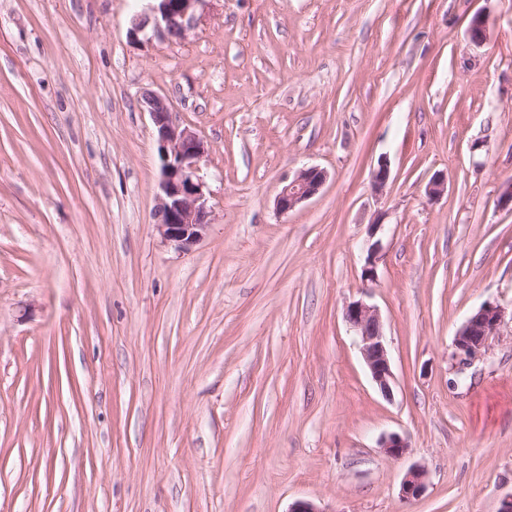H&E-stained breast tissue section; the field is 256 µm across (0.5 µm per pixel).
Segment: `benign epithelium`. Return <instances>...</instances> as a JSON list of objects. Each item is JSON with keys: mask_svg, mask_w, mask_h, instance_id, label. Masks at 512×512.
I'll return each mask as SVG.
<instances>
[{"mask_svg": "<svg viewBox=\"0 0 512 512\" xmlns=\"http://www.w3.org/2000/svg\"><path fill=\"white\" fill-rule=\"evenodd\" d=\"M208 0H150L149 7L133 15L128 30L133 42L147 35L159 41L184 37L194 29ZM488 20L475 15L469 25V38L475 44L487 39ZM142 103L156 131L157 151L161 159L160 194L156 228L161 238L181 251L189 250L201 240L209 226L206 185L200 175L199 163L206 147L191 129L173 120L169 100L151 91L142 93ZM326 182V172L316 166L300 170L284 185L277 197L280 213L294 210L314 197ZM506 309L487 302L475 311L460 327L453 340L452 360L457 370L471 366L482 356L490 337L500 333ZM344 318L358 339L360 351L372 380L383 397H392L394 373L383 323L378 310L362 301L348 304ZM380 447L392 459H401L409 451L406 437L389 433L381 437ZM428 473L424 466L413 465L401 486L406 501L419 498L427 486Z\"/></svg>", "mask_w": 512, "mask_h": 512, "instance_id": "1", "label": "benign epithelium"}]
</instances>
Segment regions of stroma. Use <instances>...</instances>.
<instances>
[{
  "label": "stroma",
  "mask_w": 512,
  "mask_h": 512,
  "mask_svg": "<svg viewBox=\"0 0 512 512\" xmlns=\"http://www.w3.org/2000/svg\"><path fill=\"white\" fill-rule=\"evenodd\" d=\"M144 6L0 0V512H499L512 323L465 380L451 353L482 304L512 308V0H208L185 38L138 44ZM147 90L207 149L187 252L155 227ZM308 166L323 188L279 213ZM344 318L358 339L360 351L372 380L383 397L391 399L394 373L381 316L362 301L348 304ZM380 448H383L384 453L388 457L400 459L406 456L410 444L406 437L398 433H389L381 437ZM427 477L428 473L424 466H411L400 486L401 497L406 501L418 499L426 490Z\"/></svg>",
  "instance_id": "1"
}]
</instances>
